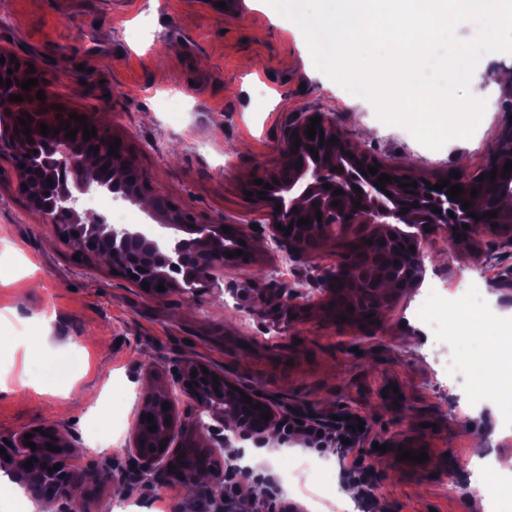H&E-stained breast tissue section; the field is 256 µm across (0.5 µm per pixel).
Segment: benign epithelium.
<instances>
[{
    "label": "benign epithelium",
    "instance_id": "benign-epithelium-1",
    "mask_svg": "<svg viewBox=\"0 0 512 512\" xmlns=\"http://www.w3.org/2000/svg\"><path fill=\"white\" fill-rule=\"evenodd\" d=\"M13 69L12 74H7V69ZM25 81L33 77L29 65L21 61L15 65L10 59L0 64V78ZM89 125L95 127L96 136L91 138V143L99 147L97 157L108 155L110 144L114 139L95 121ZM311 125L310 116H305L292 125L286 131L283 139L281 154L282 162L288 163V158L306 155L307 127ZM318 127L322 128L323 135L338 138L336 147L339 157L326 164L319 160L310 163L297 170L289 181H282L277 173H272L263 178V184L254 186V191L264 192L265 198L260 203L269 210L271 217L267 225L265 248L282 258L295 260L304 256L299 250L295 237L286 235L276 225L288 227V224L297 222L300 212L306 210L310 213L316 211L322 214L318 222L317 231L320 235H327V228L331 224H337L343 228H352L359 224H371L375 227H388L397 232V224L403 221L401 211L406 209L413 213L416 219L409 225L408 232L410 244L416 246L420 239L429 233L442 232L446 236L466 234L478 238L483 234L484 220L470 218L467 221L469 228L456 223L455 217L448 212L456 211L457 203L447 195H440L436 191L427 188L426 184L418 180L409 170L399 167L392 168L396 179L401 184L409 181L417 183L414 192L398 194L393 184H386L384 190L378 189V180H362L351 173L345 161L348 160L346 152L350 147L338 137L335 123L324 117L320 118ZM300 140V146H295V140ZM127 174L119 181H104L97 174V167L89 164L88 153L74 148L71 139L65 134H57L48 144V152L44 157H37L26 163V169L18 171L22 181H27V176L39 178L43 181L50 180L57 187L56 207L57 214L52 218L57 232L71 243L79 255L89 260L97 255L96 242L100 239L112 241V252L109 267L116 271V275L131 279V269L141 266L147 273L133 280L138 286L149 283L147 294L154 298L164 296V293L176 290L189 297L196 295L203 288H216L218 283L214 272L222 270L228 265L238 263L244 256L229 258L226 253H232L237 247L224 245V235L227 230L222 224H207L195 222L193 224L182 223L181 216L172 213L158 220L154 227H131L127 224H110L100 214L89 215L78 210L77 205L80 196L89 193L93 189H106L119 198L128 199L143 197L142 185L144 178L132 167L127 166ZM270 188H264V185ZM331 188L326 189L324 185ZM360 187L355 191L353 186ZM342 190V194L333 195L334 190ZM396 194L394 203L388 205L382 201L384 191ZM340 201L337 207L331 206L334 201ZM360 202L361 208L354 207V202ZM417 207H412L413 203ZM281 204V212H276V204ZM437 207L440 212L435 213L432 207ZM431 227L427 232L424 226ZM341 268L347 270L355 277L371 275L379 276L374 260L369 254L347 253L339 262ZM165 287V292L157 290V286ZM200 365L187 362L182 373L167 385L163 392L168 404L186 396L195 403V411L184 419L170 416L167 424L166 436L169 439L180 435L190 438L199 433L210 435L211 447L203 449L208 455H216L223 451L224 446V405L228 403H241V393L245 389L236 387V383L224 378L216 371H209V376L219 380L217 389L204 390L190 385L191 373L198 370ZM32 437L24 438V433L15 436L10 444L3 446L6 455L15 462L19 470L25 475L27 486L35 487L38 491L52 497L67 495V487L71 482V476L64 468L52 473L48 469L61 463V458L71 452V449L60 446L58 433L51 428L43 431H30ZM35 443L31 448L26 441ZM53 446L55 451H50L47 446ZM148 444L138 432L133 429L132 442L129 452L143 459L148 465L156 468L160 475H168V464L171 459L165 456V451L158 448L150 452L145 451ZM32 461V466H25V462Z\"/></svg>",
    "mask_w": 512,
    "mask_h": 512
}]
</instances>
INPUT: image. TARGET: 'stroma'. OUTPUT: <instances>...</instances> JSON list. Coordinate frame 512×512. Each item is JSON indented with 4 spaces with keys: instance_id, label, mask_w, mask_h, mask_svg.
I'll list each match as a JSON object with an SVG mask.
<instances>
[{
    "instance_id": "35a3bbf8",
    "label": "stroma",
    "mask_w": 512,
    "mask_h": 512,
    "mask_svg": "<svg viewBox=\"0 0 512 512\" xmlns=\"http://www.w3.org/2000/svg\"><path fill=\"white\" fill-rule=\"evenodd\" d=\"M0 51L33 64L45 108L87 115L120 139L150 193L253 239L246 261L217 274L221 304L207 289L153 299L106 266L75 259L30 209L11 161L0 159L9 173L0 180V373L8 384L0 439L56 429L74 450L63 463L74 474L75 512H225L210 497L191 501L178 484L146 479L128 451L150 385L167 384L189 360L260 393L277 413L365 422L372 485L350 500L348 483L327 488L301 469L308 461L339 466L335 436L318 452L300 434L276 441V459L261 461L254 451L267 440L234 437L237 458L220 463L247 467L255 492L277 490L270 512H371L377 502L384 512H482L471 435L483 433L488 452L512 455L501 416L512 404L476 402L467 375L449 364L456 346L436 353L413 310L430 284L443 283L483 293L493 321L512 330V287L498 282L512 247L497 249L496 264H477L471 244L450 249L441 236L425 237L420 285L393 292L377 323L349 324L337 320L325 282L346 231L334 229L307 258L281 259L262 246L259 228L270 218L247 192L279 168L288 123L312 113L332 119L372 163L406 164L430 182L453 169L476 173L501 131L494 74L512 71V54L474 70L470 92L486 111L472 137L431 150L318 70L302 30L267 0H239L229 13L207 0H0ZM268 269L272 277L260 278ZM280 292L295 294L294 317L281 315ZM66 378L91 398L116 387L125 398L91 411L63 389ZM403 448L429 459L399 460Z\"/></svg>"
}]
</instances>
